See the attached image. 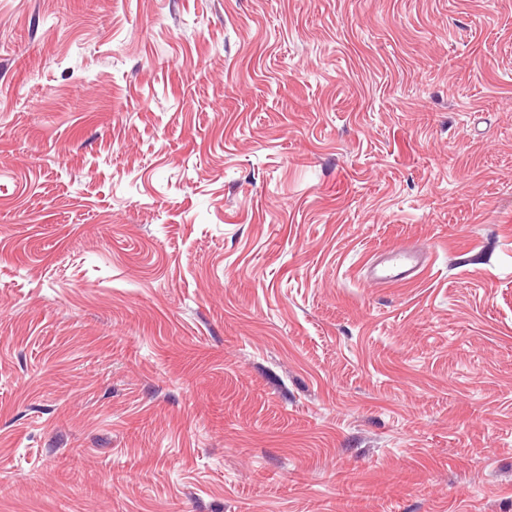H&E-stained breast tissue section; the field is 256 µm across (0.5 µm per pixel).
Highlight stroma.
<instances>
[{
  "label": "stroma",
  "instance_id": "stroma-1",
  "mask_svg": "<svg viewBox=\"0 0 512 512\" xmlns=\"http://www.w3.org/2000/svg\"><path fill=\"white\" fill-rule=\"evenodd\" d=\"M0 512H512V0H0ZM423 264L421 251L406 246L393 247L383 251L371 266L368 277L377 284L401 282L415 277Z\"/></svg>",
  "mask_w": 512,
  "mask_h": 512
}]
</instances>
